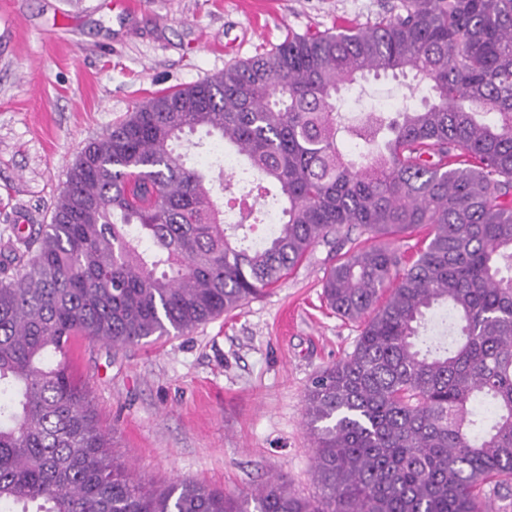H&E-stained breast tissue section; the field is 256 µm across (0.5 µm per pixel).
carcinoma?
<instances>
[{"instance_id":"cac0c4a2","label":"carcinoma","mask_w":512,"mask_h":512,"mask_svg":"<svg viewBox=\"0 0 512 512\" xmlns=\"http://www.w3.org/2000/svg\"><path fill=\"white\" fill-rule=\"evenodd\" d=\"M370 74L433 96L348 122L338 96ZM198 129L246 157L257 194L278 188L265 244H245L252 211L226 222L224 160L190 162ZM420 227L408 263L398 243ZM13 232L0 248V512H489L512 485V0H397L372 23L290 35L159 91L87 140L50 223ZM320 242L351 244L323 296L361 330L305 395L318 492L284 476L245 496L133 476L65 344L185 335ZM436 305L443 330L422 347Z\"/></svg>"}]
</instances>
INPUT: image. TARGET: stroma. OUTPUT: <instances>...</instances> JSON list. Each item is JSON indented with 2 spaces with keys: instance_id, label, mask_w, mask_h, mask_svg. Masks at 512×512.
I'll return each instance as SVG.
<instances>
[{
  "instance_id": "35a3bbf8",
  "label": "stroma",
  "mask_w": 512,
  "mask_h": 512,
  "mask_svg": "<svg viewBox=\"0 0 512 512\" xmlns=\"http://www.w3.org/2000/svg\"><path fill=\"white\" fill-rule=\"evenodd\" d=\"M392 0H0V239L49 223L83 143L154 92L270 51L289 34L366 23ZM392 76L342 92L346 115L388 111ZM318 244L275 287L185 336L114 348L85 339L75 372L112 451L157 486L251 493L282 473L316 493L304 397L352 352L358 323L322 297Z\"/></svg>"
}]
</instances>
